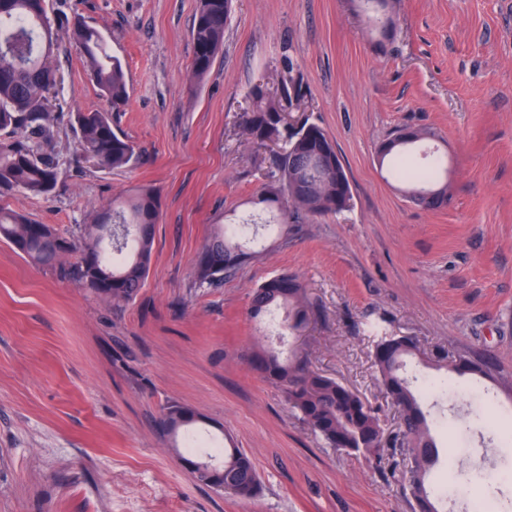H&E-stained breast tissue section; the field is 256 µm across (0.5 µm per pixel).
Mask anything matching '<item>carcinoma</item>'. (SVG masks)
<instances>
[{"mask_svg":"<svg viewBox=\"0 0 512 512\" xmlns=\"http://www.w3.org/2000/svg\"><path fill=\"white\" fill-rule=\"evenodd\" d=\"M230 2L199 0L191 31V78L196 83L208 75L224 43ZM397 3L364 0L373 13L371 36L385 39L390 35ZM65 28L112 112L120 111L129 97L121 60L108 53L103 36L86 22L68 21ZM56 42V21L48 13L46 0H0V53H4L0 62V134L7 135L0 140V197L17 192L48 196L58 188L57 164L44 157L43 151L56 121L48 99L59 82ZM306 92L301 77L293 75L290 66L276 92L255 93L257 104L244 121L243 132L257 141H267L274 133L281 142V150L273 156L279 179L266 184L258 198L269 206L270 215L260 222L243 218L217 228L195 263L193 274L198 284L214 287L224 283L247 256L241 242L256 235L258 227L272 231L352 206L350 181L324 129L308 122L288 126L281 117L271 121L270 114H282L285 104ZM74 120L79 157L93 167L122 169L137 160L134 143L116 128L111 112H77ZM420 140L414 131H396L379 146L378 164L396 162L407 181L405 196L418 205L438 207L448 201V165L439 150H433L421 166L403 161ZM160 215L159 190L145 187L132 195L113 197L92 212L90 223L82 225L78 237L70 238L0 205V240L36 265L59 267L61 276L81 288L99 284L97 294L120 308L135 300L145 286ZM75 252L78 261L61 264L64 256ZM274 307L288 310L282 321L288 331L308 322L312 314L304 288L288 274L274 276L252 291L253 316ZM376 337L374 364L398 413L401 463L409 474L407 489L418 512H439L440 494L427 483L439 454L422 404L424 393L413 389L401 374L405 359L419 354L420 348L411 336L378 333ZM252 362L266 381L281 390L289 410L327 447L376 463L383 459L389 447L384 419L356 391L311 369L301 357L283 359L260 347ZM436 365L459 375L482 372L481 367L447 353L436 356ZM198 419L191 407L171 402L162 408L160 422L165 435L175 438ZM207 457L223 461L222 481L237 489L236 497L250 499L259 494L260 477L240 449L213 447ZM463 480L468 488L489 484L480 466L467 470L448 467V484L456 486Z\"/></svg>","mask_w":512,"mask_h":512,"instance_id":"1","label":"carcinoma"}]
</instances>
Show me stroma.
I'll use <instances>...</instances> for the list:
<instances>
[{
	"label": "stroma",
	"mask_w": 512,
	"mask_h": 512,
	"mask_svg": "<svg viewBox=\"0 0 512 512\" xmlns=\"http://www.w3.org/2000/svg\"><path fill=\"white\" fill-rule=\"evenodd\" d=\"M82 18L125 68L114 113L138 159L101 171L79 159L77 112L106 110L83 58L58 33V115L46 149L56 193L0 205L69 236L112 197L161 192L149 276L123 308L36 266L0 241V512H414L384 466L324 447L250 360L255 345L305 357L364 396L395 436L373 360V326L422 350L403 373L441 454L469 463L502 449L486 427L512 411V0H399L376 41L350 0H232L224 45L190 79L198 0H49ZM308 94L288 121L321 126L353 205L266 237L218 287L193 268L216 225L251 211L272 180L269 147L246 139L254 91L286 62ZM434 133L448 156V203L407 199L379 168L398 128ZM288 273L315 315L278 335L250 314L253 288ZM484 376L436 368L441 352ZM170 401L253 461L262 492L244 501L201 485L157 427Z\"/></svg>",
	"instance_id": "stroma-1"
}]
</instances>
